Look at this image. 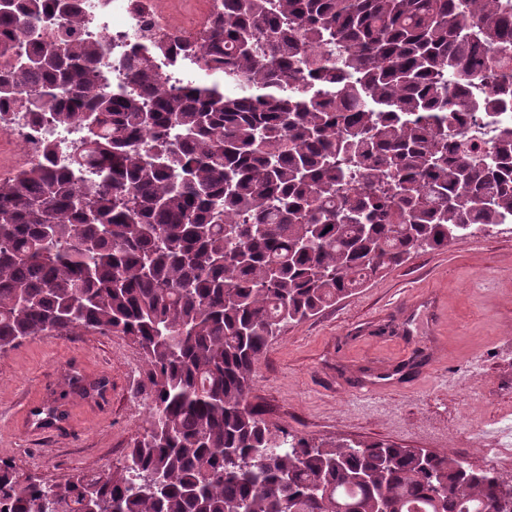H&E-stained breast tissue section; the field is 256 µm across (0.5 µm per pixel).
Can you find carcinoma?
<instances>
[{
	"mask_svg": "<svg viewBox=\"0 0 512 512\" xmlns=\"http://www.w3.org/2000/svg\"><path fill=\"white\" fill-rule=\"evenodd\" d=\"M82 0H0V118L75 125L66 163L0 178V351L93 331L136 345L152 404L115 469L25 482L0 512H512L450 453L315 444L251 403L271 342L412 254L512 223V125L472 162L459 112L512 107L504 0H224L196 42L150 43L108 83ZM29 37L18 51L19 35ZM176 46L224 72L171 92ZM494 47L476 102L460 81ZM107 381L63 377L70 392Z\"/></svg>",
	"mask_w": 512,
	"mask_h": 512,
	"instance_id": "carcinoma-1",
	"label": "carcinoma"
}]
</instances>
